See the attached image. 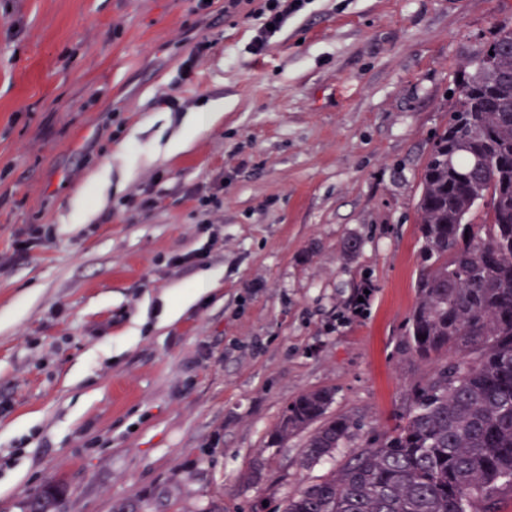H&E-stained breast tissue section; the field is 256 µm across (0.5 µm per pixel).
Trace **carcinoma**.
<instances>
[{
    "instance_id": "1",
    "label": "carcinoma",
    "mask_w": 512,
    "mask_h": 512,
    "mask_svg": "<svg viewBox=\"0 0 512 512\" xmlns=\"http://www.w3.org/2000/svg\"><path fill=\"white\" fill-rule=\"evenodd\" d=\"M484 55L490 63L459 86L421 173L417 302L400 352L435 367L412 383L392 430L280 512H499L512 488V27ZM333 401L330 389L299 394L267 447L311 426L305 462L333 455L359 428L328 414Z\"/></svg>"
}]
</instances>
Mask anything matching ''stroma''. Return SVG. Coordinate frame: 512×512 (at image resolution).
Listing matches in <instances>:
<instances>
[{"mask_svg":"<svg viewBox=\"0 0 512 512\" xmlns=\"http://www.w3.org/2000/svg\"><path fill=\"white\" fill-rule=\"evenodd\" d=\"M195 7L0 0V512L51 484L56 512H274L431 370L397 350L421 170L512 0H304L259 53L251 5ZM217 101L223 118L167 153ZM202 182L197 266L181 257L201 244ZM36 224L52 239L16 252ZM322 388L361 422L344 448L306 467L305 434L267 447ZM212 46L213 43L207 36H202L193 44L189 52V56L182 68L181 81H185L190 78L191 74L196 69L197 64L208 55Z\"/></svg>","mask_w":512,"mask_h":512,"instance_id":"35a3bbf8","label":"stroma"}]
</instances>
